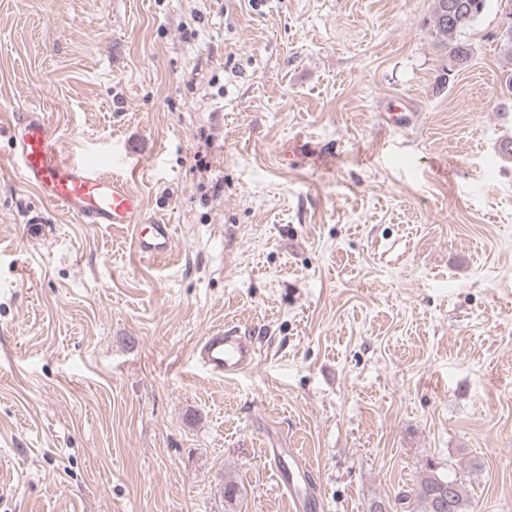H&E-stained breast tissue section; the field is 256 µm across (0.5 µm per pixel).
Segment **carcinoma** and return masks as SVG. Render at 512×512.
<instances>
[{"label":"carcinoma","instance_id":"obj_1","mask_svg":"<svg viewBox=\"0 0 512 512\" xmlns=\"http://www.w3.org/2000/svg\"><path fill=\"white\" fill-rule=\"evenodd\" d=\"M488 0H432L431 16L441 43L448 50V71L467 65L471 48L461 40L484 13ZM403 512H470L467 487L457 475L425 470L415 488L398 495Z\"/></svg>","mask_w":512,"mask_h":512}]
</instances>
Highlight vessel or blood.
<instances>
[{"label": "vessel or blood", "mask_w": 512, "mask_h": 512, "mask_svg": "<svg viewBox=\"0 0 512 512\" xmlns=\"http://www.w3.org/2000/svg\"><path fill=\"white\" fill-rule=\"evenodd\" d=\"M8 133L14 145L21 181L49 203L85 224H130L136 248L144 256H163L173 245L170 225L146 218L139 195L132 189L133 169H105L87 161L64 159L54 132L35 109L16 113ZM198 354L209 374L230 379L254 365L256 347L239 326L227 324L204 336ZM267 458L281 465L282 490L293 512H317L322 503L304 495L300 478L309 475L308 461L290 448H270ZM18 471L9 454L0 453V499L11 495Z\"/></svg>", "instance_id": "1"}]
</instances>
